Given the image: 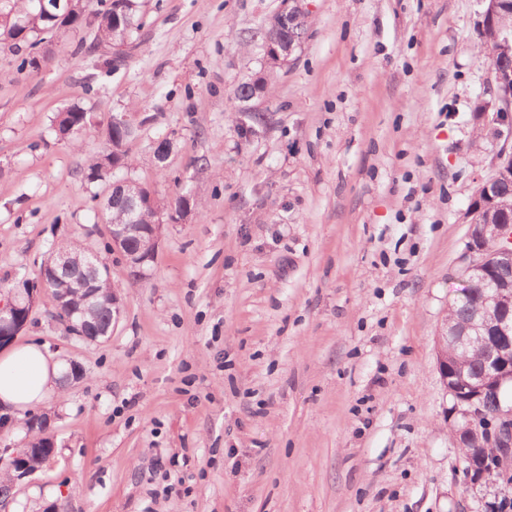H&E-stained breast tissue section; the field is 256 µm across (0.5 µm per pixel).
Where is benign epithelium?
Masks as SVG:
<instances>
[{
	"label": "benign epithelium",
	"instance_id": "1",
	"mask_svg": "<svg viewBox=\"0 0 512 512\" xmlns=\"http://www.w3.org/2000/svg\"><path fill=\"white\" fill-rule=\"evenodd\" d=\"M486 4L483 12V29L497 27L499 0H481ZM38 8L46 16L57 22L67 19L68 11L62 10V0H38ZM306 13L300 0H281L280 10L272 16L268 25L261 31L263 69L249 82L248 96L239 102V107L249 112L259 108L251 101L264 93L265 75L269 64L281 68L290 62L297 49L301 48L306 35ZM487 58L493 65L487 70V85L492 93L489 101H481L480 116L492 125L493 134L503 140L499 162L491 176L481 181L469 205L471 217L468 240L461 269L462 281L492 272L497 267L512 264V222L506 224H479L477 218L485 205L495 203L491 187L512 171V66L505 68L497 61L512 60V33L498 31L495 44L485 49ZM127 181L112 183V200L123 205L129 214L145 205L143 198L126 189ZM133 231L129 224L112 225V252L126 258L129 251L128 238ZM151 253H134L136 264L141 266L152 260V251L159 246L160 225H150ZM26 298L0 302V348L9 345L26 327L32 311L35 296L47 294L46 281L39 285H29L24 289ZM487 312L496 315L493 325L485 318L473 325L481 331L495 327V335L486 337L489 349L486 350V368L481 378L474 382L464 377L458 367L448 362V322H443L435 336L437 370L441 383L451 402L448 411V428L456 447L461 448L472 442L477 447L498 448L504 458L512 454V403H498L492 413L484 407V394H500L505 384L512 385V303L508 299L493 294L485 302ZM31 449L21 452L8 445L0 448V457H9V462L17 476L24 478L31 473L29 455Z\"/></svg>",
	"mask_w": 512,
	"mask_h": 512
}]
</instances>
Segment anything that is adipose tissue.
Returning <instances> with one entry per match:
<instances>
[{
  "instance_id": "1",
  "label": "adipose tissue",
  "mask_w": 512,
  "mask_h": 512,
  "mask_svg": "<svg viewBox=\"0 0 512 512\" xmlns=\"http://www.w3.org/2000/svg\"><path fill=\"white\" fill-rule=\"evenodd\" d=\"M60 365L35 344L0 351V405L24 409L57 391Z\"/></svg>"
}]
</instances>
